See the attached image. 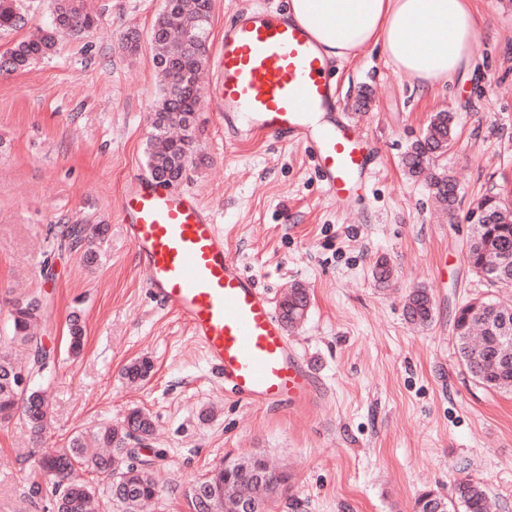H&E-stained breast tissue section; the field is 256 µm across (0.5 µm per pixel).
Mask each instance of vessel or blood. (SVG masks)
Instances as JSON below:
<instances>
[{
  "mask_svg": "<svg viewBox=\"0 0 512 512\" xmlns=\"http://www.w3.org/2000/svg\"><path fill=\"white\" fill-rule=\"evenodd\" d=\"M211 91L224 117L225 143L263 133L313 143L333 199L346 201L369 178L374 160L361 126L342 117L330 67L309 30L284 11L256 9L224 25ZM334 121L313 127L316 114ZM121 222L148 288L190 328L235 396L284 408L310 400L315 381L268 295L224 247V235L197 194L136 179Z\"/></svg>",
  "mask_w": 512,
  "mask_h": 512,
  "instance_id": "vessel-or-blood-1",
  "label": "vessel or blood"
}]
</instances>
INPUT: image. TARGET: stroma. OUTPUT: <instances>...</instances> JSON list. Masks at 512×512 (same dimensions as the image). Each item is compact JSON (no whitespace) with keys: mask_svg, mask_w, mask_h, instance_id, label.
<instances>
[{"mask_svg":"<svg viewBox=\"0 0 512 512\" xmlns=\"http://www.w3.org/2000/svg\"><path fill=\"white\" fill-rule=\"evenodd\" d=\"M84 2L95 30L62 36L50 57L0 74V348L13 304L40 298L50 366L37 384L51 414L39 443L23 421L0 425V512H51L32 451L53 452L133 409L154 424L142 453L162 490L152 512H190L186 493L212 467L254 455L288 476L274 512H413L420 494H448L461 477L488 488L493 512H512V395L471 377L453 327L469 300H512L465 256L476 200L512 189V0H474L476 64L446 86L421 88L379 45L333 62L336 94L376 155L352 202L327 194L307 146L260 136L229 148L218 112L197 111L182 188L223 225L229 251L273 301L297 285L310 296L287 335L321 395L286 409L225 389L189 327L151 294L121 224L125 183L147 175L159 90L151 31L163 0ZM287 2L213 0L208 58L233 15ZM16 3L26 24L0 34V51L53 20L51 0ZM438 112L453 113L457 130L438 161L458 185L443 224L427 183L402 166ZM71 224L103 225L94 263L63 241ZM380 260L393 270L387 287L374 276ZM417 288L435 304L425 327L404 315ZM74 314L85 337L72 356ZM141 357L153 369L133 386L123 369Z\"/></svg>","mask_w":512,"mask_h":512,"instance_id":"stroma-1","label":"stroma"}]
</instances>
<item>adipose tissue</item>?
Instances as JSON below:
<instances>
[{
  "instance_id": "ef3b65f1",
  "label": "adipose tissue",
  "mask_w": 512,
  "mask_h": 512,
  "mask_svg": "<svg viewBox=\"0 0 512 512\" xmlns=\"http://www.w3.org/2000/svg\"><path fill=\"white\" fill-rule=\"evenodd\" d=\"M330 59L349 60L379 44L399 72L425 88L473 63L479 17L470 0H291Z\"/></svg>"
}]
</instances>
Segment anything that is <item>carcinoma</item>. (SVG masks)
Here are the masks:
<instances>
[{
    "mask_svg": "<svg viewBox=\"0 0 512 512\" xmlns=\"http://www.w3.org/2000/svg\"><path fill=\"white\" fill-rule=\"evenodd\" d=\"M54 18L51 26L14 43L0 53V71L15 72L27 68L34 60L49 55L62 34V27L71 35H85L97 25V18L85 12L79 0H53ZM21 17L14 0H0V33L17 28ZM210 22L200 18L197 0H167L154 23L151 42L155 47V64L166 81L160 90L152 113V135L147 148V169L152 176L176 184L189 166L193 154V128L186 127L188 114L196 111L200 97V75L207 64L206 45ZM454 116L439 112L421 138L412 142L403 163L413 176L430 171L437 158L454 141ZM430 185L437 200L453 210L457 185L441 172L430 176ZM474 209L484 211L491 223L472 224L466 259L472 271L500 288H512V199L507 193L486 194ZM103 235L100 224H73L65 237L77 246L92 247ZM307 293L296 288L279 305L281 319L289 327L302 321L308 307ZM405 313L409 321L425 325L434 319V303L427 291L417 289L408 295ZM43 308L39 301H18L10 313L9 340L30 350L29 361L22 365L6 351H0V423L13 418L23 421L33 436L41 434L49 418L44 391L30 385L26 396L16 389L11 375L25 366L33 378L42 376L44 348L34 336L42 323ZM459 341L461 361L482 386L496 392L512 394V369L504 370L503 358L512 357V307L492 300H475L460 307L453 321ZM84 327L79 319L70 320L68 350L77 355L82 350ZM151 372V362L141 358L125 368V377L136 382ZM152 423L140 410H132L118 425H105L89 436L75 435L69 446L53 454L35 459V469L51 485L54 512H98L95 490L76 474L85 466L111 477L129 472L131 464L123 463L125 445L134 432L150 435ZM108 498L123 512H137L138 507L156 499L158 485L144 467L126 481L108 483ZM280 494V477L271 472L259 482L249 470H240L224 481L223 512H241L239 502L249 500L259 512H273ZM414 512H489L487 490L469 479L458 481L451 495L435 491L422 493L414 502Z\"/></svg>",
    "mask_w": 512,
    "mask_h": 512,
    "instance_id": "obj_1",
    "label": "carcinoma"
}]
</instances>
